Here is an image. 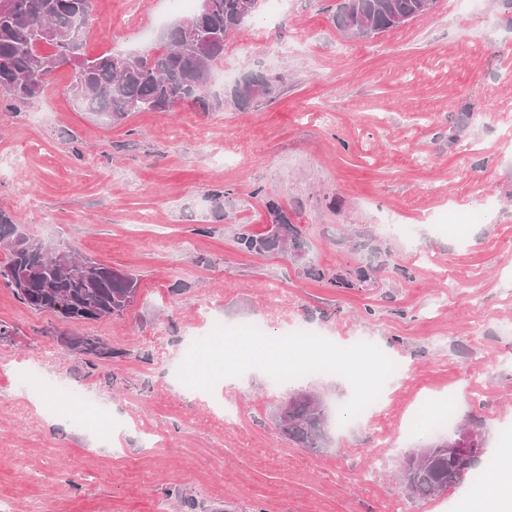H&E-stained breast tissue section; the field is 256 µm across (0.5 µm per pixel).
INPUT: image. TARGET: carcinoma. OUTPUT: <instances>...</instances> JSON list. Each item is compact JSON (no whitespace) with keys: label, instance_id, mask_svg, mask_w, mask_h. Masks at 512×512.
Masks as SVG:
<instances>
[{"label":"carcinoma","instance_id":"1","mask_svg":"<svg viewBox=\"0 0 512 512\" xmlns=\"http://www.w3.org/2000/svg\"><path fill=\"white\" fill-rule=\"evenodd\" d=\"M244 0H209L204 19L205 30L218 42L206 61L194 55L175 51L181 33L179 25L168 28L157 48L142 57L148 64L137 70L117 71L119 56L104 53L87 58L88 67L79 74L72 72L71 82L83 80L86 92L80 96L88 109L106 117L114 124L124 121L132 112H170L178 102L206 107L205 94L191 91L201 70L213 67L224 57L227 37L240 30L249 20L242 13ZM370 14L371 34L401 27L426 9L424 0H359ZM12 12L0 16V95L7 101L26 104L16 87L21 79L35 77L45 87L51 70L38 67L37 57L52 58L63 53L62 42L73 41L84 49V34L92 0H12ZM47 23L58 34L57 40L36 46L33 31L36 25ZM273 224L262 233H252L245 227L237 229L235 243L242 252L252 255H282L305 252L299 228L288 223L281 207L273 200L266 203ZM27 236L22 225L6 212L0 211V240ZM0 270L8 269L15 277L27 279L28 287L18 288L12 279L4 283L17 298L36 310H56L75 322L99 320L123 314L137 295V278L129 273L113 276L109 266L91 258H80L69 251L66 256L80 264L82 274L72 275L62 270L53 257L40 251L4 250ZM376 269L359 266L345 275L328 279L333 288H353L374 279ZM74 351L95 359L106 360L118 352L97 336H79L72 343ZM332 413L323 403H315L294 393L288 399V428L284 436L302 448L316 452L328 447L327 427ZM479 470L477 461L464 463L436 450L422 460H407L404 477L412 496L429 499L444 489L454 487Z\"/></svg>","mask_w":512,"mask_h":512}]
</instances>
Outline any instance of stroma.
I'll list each match as a JSON object with an SVG mask.
<instances>
[{
    "instance_id": "stroma-1",
    "label": "stroma",
    "mask_w": 512,
    "mask_h": 512,
    "mask_svg": "<svg viewBox=\"0 0 512 512\" xmlns=\"http://www.w3.org/2000/svg\"><path fill=\"white\" fill-rule=\"evenodd\" d=\"M338 2L259 6L213 66L205 111L112 124L70 93L66 67L21 110L0 99V210L138 278L122 315L78 324L0 283V512H185V497L195 512H457L467 484L421 500L401 480L431 441L402 432L427 397L478 420L486 456L512 452V0H437L362 39L337 29ZM148 12L93 0L85 53L155 47L164 25ZM252 74L270 89L244 105L233 90ZM270 197L324 280L237 249L240 225L265 231ZM367 264L371 283L327 282ZM212 320L361 338L403 371L316 453L277 430L289 390L265 372L210 393L175 376ZM71 336L116 356L89 361ZM20 364L86 388L109 428L20 389ZM74 351L84 356L106 360L116 356V352L103 339L97 336H79L72 343Z\"/></svg>"
}]
</instances>
